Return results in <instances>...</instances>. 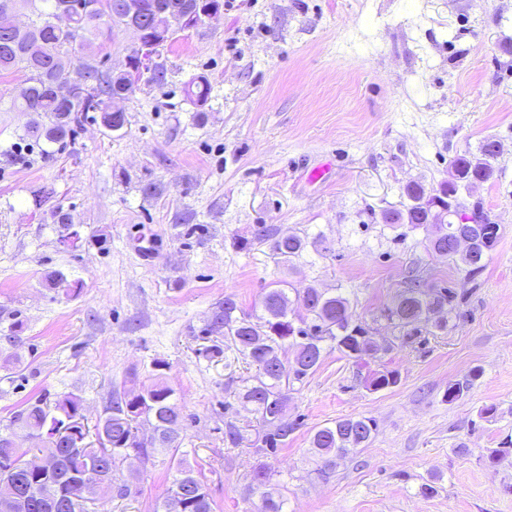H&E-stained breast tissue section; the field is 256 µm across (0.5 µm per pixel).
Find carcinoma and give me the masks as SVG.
<instances>
[{
    "instance_id": "obj_1",
    "label": "carcinoma",
    "mask_w": 512,
    "mask_h": 512,
    "mask_svg": "<svg viewBox=\"0 0 512 512\" xmlns=\"http://www.w3.org/2000/svg\"><path fill=\"white\" fill-rule=\"evenodd\" d=\"M115 2L0 0V16L19 3L28 12V23L17 35L8 40L0 38V72L20 67L28 73L26 87L15 106L16 111L31 115L28 137L63 144L74 138L81 117L87 112L101 113L102 124L111 131H119L127 123L126 114L112 111L108 102L127 96L135 83L132 74L121 70L105 76L92 63L72 61L77 49L91 45L89 36L103 29L111 36L129 25L131 15L123 7H114ZM193 7L194 0H138L137 18L145 38H152L163 47L170 45L175 37L168 32L165 14ZM83 83L98 85L97 99L60 93L65 86ZM186 93L197 106H205L211 94L208 78L196 77ZM493 145L492 141L483 144L478 156L469 152L454 156L449 161L450 178L431 191L419 182L407 184L403 189L407 202L400 208L383 210V223L432 229L426 238L431 255L459 261L471 276L481 273L486 257L499 242L500 226L490 218L482 202L466 204L461 191L470 193L480 184L495 181L497 152ZM452 200L465 215L460 223L442 224L441 213ZM50 218L59 225L60 243L73 244L79 239L61 207L52 208ZM252 240L268 244L278 265L301 257L310 247L317 252L330 251L322 238L306 234L281 236L266 224L253 229ZM45 284L67 293L79 288V283L67 282L56 271L46 274ZM290 293L292 288L287 282L272 283L265 289L263 314L258 317L226 297L215 307L203 330L205 339L211 342L205 347L206 356L223 357L230 350L256 367L255 374L243 380L237 399L251 407L268 426L261 444L256 446V452L263 455L288 444V437L297 426L288 418L290 393L295 384L303 383L316 371L324 353L336 350L355 361L367 353L374 358L385 355L397 346H410L423 336L447 331L460 307L452 289L423 286L414 279L380 310V318L387 322L393 336L378 341L372 338L368 324L353 320L350 299L344 294L317 288L297 291L293 297ZM292 305L297 306V314L290 319L288 309ZM398 382L399 373L388 369L372 371L364 379L366 387L375 391ZM471 387L468 380L448 384L446 401L462 399ZM172 396L173 389L160 379L140 390L117 394L111 397L104 416L92 430L80 420L83 399L78 394L60 395L51 405L43 398L28 403L10 424L41 435L42 444L22 450L12 445L13 434L0 435V503H11L12 512H95V485L101 476L112 477V471L133 453L148 462L154 451L162 448L176 463L178 477L173 485L181 490L185 512H214L202 471L177 458L182 414ZM143 420L153 425L154 436L149 439L139 437ZM376 430V422L370 417L342 418L316 430L310 447L320 461L319 472L332 469L336 461L366 447ZM272 477L265 464L253 475V484L261 490L257 512H284L285 500L270 488ZM47 480L65 490V495L51 505L39 498L40 485Z\"/></svg>"
}]
</instances>
